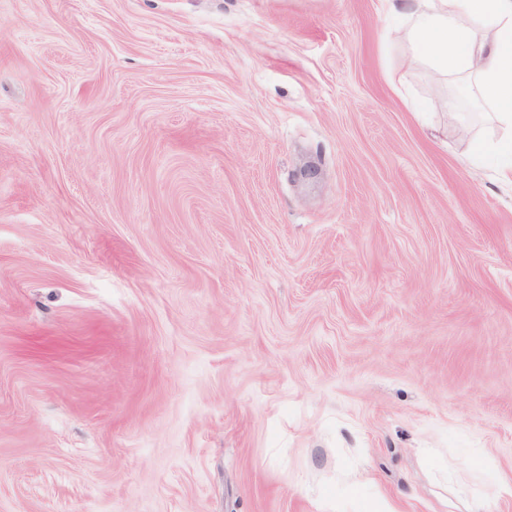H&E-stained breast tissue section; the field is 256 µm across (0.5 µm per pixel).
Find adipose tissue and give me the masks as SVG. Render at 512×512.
Masks as SVG:
<instances>
[{"label":"adipose tissue","instance_id":"ef3b65f1","mask_svg":"<svg viewBox=\"0 0 512 512\" xmlns=\"http://www.w3.org/2000/svg\"><path fill=\"white\" fill-rule=\"evenodd\" d=\"M437 77H466L491 121L512 128V0H387Z\"/></svg>","mask_w":512,"mask_h":512}]
</instances>
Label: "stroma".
Segmentation results:
<instances>
[{
  "instance_id": "35a3bbf8",
  "label": "stroma",
  "mask_w": 512,
  "mask_h": 512,
  "mask_svg": "<svg viewBox=\"0 0 512 512\" xmlns=\"http://www.w3.org/2000/svg\"><path fill=\"white\" fill-rule=\"evenodd\" d=\"M401 26L0 0V512H512L504 132Z\"/></svg>"
}]
</instances>
